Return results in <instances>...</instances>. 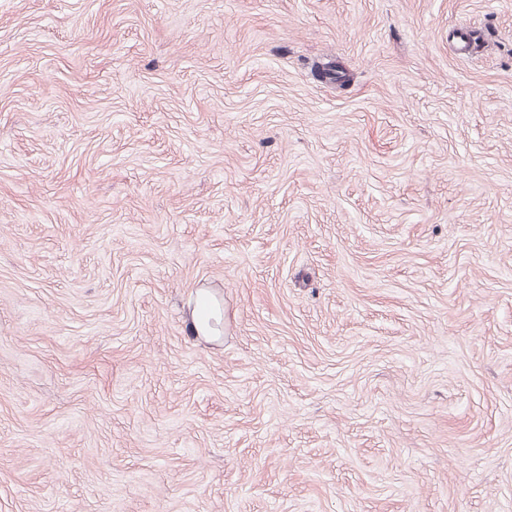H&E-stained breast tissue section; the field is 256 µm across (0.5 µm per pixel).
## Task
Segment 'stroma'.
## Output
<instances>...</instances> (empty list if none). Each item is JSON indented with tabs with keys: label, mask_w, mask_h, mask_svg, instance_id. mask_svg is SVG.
Wrapping results in <instances>:
<instances>
[{
	"label": "stroma",
	"mask_w": 512,
	"mask_h": 512,
	"mask_svg": "<svg viewBox=\"0 0 512 512\" xmlns=\"http://www.w3.org/2000/svg\"><path fill=\"white\" fill-rule=\"evenodd\" d=\"M0 512H512V0H0ZM183 320L191 336L208 343L220 341L224 332V300L208 285L198 288L183 310Z\"/></svg>",
	"instance_id": "35a3bbf8"
}]
</instances>
